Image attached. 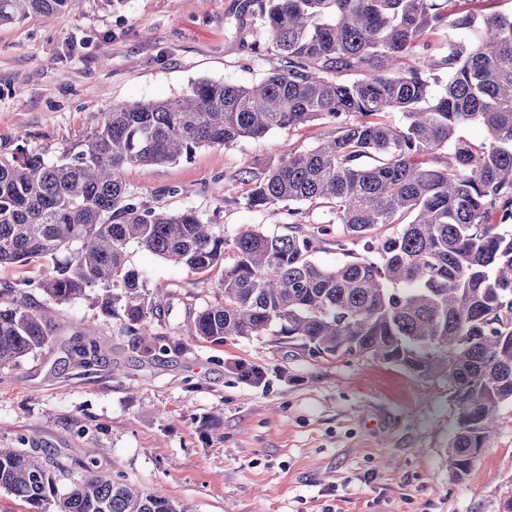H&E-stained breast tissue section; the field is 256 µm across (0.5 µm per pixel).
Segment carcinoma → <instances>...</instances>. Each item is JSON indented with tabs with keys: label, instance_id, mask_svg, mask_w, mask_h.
Wrapping results in <instances>:
<instances>
[{
	"label": "carcinoma",
	"instance_id": "obj_1",
	"mask_svg": "<svg viewBox=\"0 0 512 512\" xmlns=\"http://www.w3.org/2000/svg\"><path fill=\"white\" fill-rule=\"evenodd\" d=\"M70 0H0V25L37 14L49 21ZM464 0H260L263 35L282 65L257 85L202 79L167 100L115 104L55 162L23 147L0 157V265L64 262L22 279L0 305V368L48 347L57 304L94 294L133 349L156 357L169 345L153 330L161 305L129 265L132 242L206 271L234 262L216 284L224 303L198 312L189 335L213 344L274 326L319 354L357 353L418 377L448 378L456 408L448 468L465 480L512 402V14L461 11ZM447 33L430 54L429 32ZM416 56L421 67L399 61ZM448 80L432 91L439 73ZM400 112L403 126L383 120ZM336 134L254 175L248 203L300 224L297 204L319 202L330 219L366 237L400 224L368 255L333 269L309 259L302 236L243 228L221 234L192 210L157 211L126 191L124 171L188 159L274 129L317 121ZM477 123L485 140L458 139ZM371 158L365 165L362 159ZM83 464L85 478L58 494L54 463L0 448V488L43 512H189L161 491L143 492ZM473 512H512V493H490Z\"/></svg>",
	"mask_w": 512,
	"mask_h": 512
}]
</instances>
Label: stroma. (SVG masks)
<instances>
[{"label": "stroma", "mask_w": 512, "mask_h": 512, "mask_svg": "<svg viewBox=\"0 0 512 512\" xmlns=\"http://www.w3.org/2000/svg\"><path fill=\"white\" fill-rule=\"evenodd\" d=\"M260 27L257 0H72L52 23L1 25L0 155L24 147L56 159L111 104L168 99L202 79L258 83L281 64L256 45ZM335 131L320 121L203 146L188 160L128 167L126 188L148 207L195 211L228 237L244 227L285 236L287 218L249 206L252 175ZM363 253L341 232L314 240L310 258L333 268ZM127 254L166 308L156 330L167 353L133 350L83 298L56 305L51 347L0 368V447L58 462L59 492L90 453L113 479L191 512H471L490 492L512 491V403L467 479L454 480L446 378L315 354L271 331L221 345L192 339L195 313L224 301L216 284L233 253L205 272L134 243ZM77 336L96 342L99 360L68 358Z\"/></svg>", "instance_id": "1"}]
</instances>
